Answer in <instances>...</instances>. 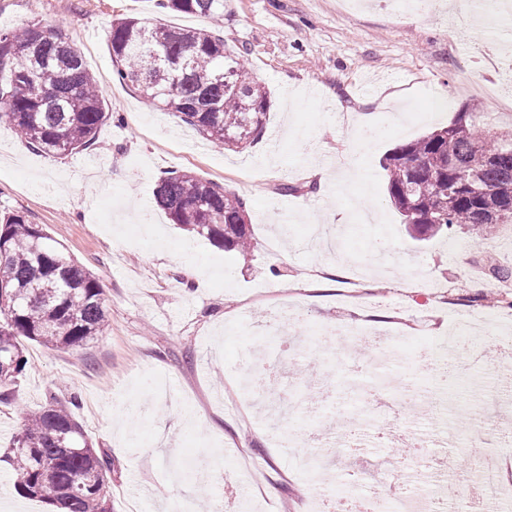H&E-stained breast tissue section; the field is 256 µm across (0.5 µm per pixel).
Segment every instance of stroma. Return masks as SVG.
<instances>
[{"label": "stroma", "instance_id": "1", "mask_svg": "<svg viewBox=\"0 0 512 512\" xmlns=\"http://www.w3.org/2000/svg\"><path fill=\"white\" fill-rule=\"evenodd\" d=\"M469 0H424L399 11L390 0L344 10L341 0H224V17L158 8L157 0H0V29L37 24L61 32L87 67L106 76L114 120L93 146L62 157L28 147L0 122V213L41 225L78 264L99 278L108 329L78 350L27 343L28 367L11 402L0 403V453L24 415L50 398L77 397L73 409L94 448L112 462L110 512H309L314 494L342 489L364 467L368 484L395 468L420 471L402 441L431 429L424 382L447 395L452 449H437L448 474L504 462L496 434L471 447L477 420L511 430L492 394L502 373L500 336H512V280L488 276V260L512 266V224L480 239L466 227L420 243L390 203L384 155L449 125L460 112H491L492 100L463 83L503 84L512 75V32L472 29ZM211 28L239 52L267 90L262 140L230 150L112 79L113 21ZM339 96L350 108L330 107ZM378 131L370 145L349 136L352 121ZM328 173L320 183L315 168ZM181 169L244 198L252 245L227 250L173 224L154 197L158 179ZM294 186L285 195L281 185ZM208 277L189 284L185 264ZM297 304L310 347L292 357L271 388L288 407L284 430L308 441L305 455L329 457L313 472L293 464L253 401L228 414L237 379L263 346L252 336L273 307ZM478 311L494 320L478 368L426 365L422 336L452 334ZM372 328L386 351L368 354L362 337H344L325 360V328ZM375 389L391 443L348 441L362 389ZM199 461L207 481L183 471Z\"/></svg>", "mask_w": 512, "mask_h": 512}]
</instances>
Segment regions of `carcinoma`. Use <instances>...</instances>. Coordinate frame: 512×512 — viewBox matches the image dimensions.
<instances>
[{
  "mask_svg": "<svg viewBox=\"0 0 512 512\" xmlns=\"http://www.w3.org/2000/svg\"><path fill=\"white\" fill-rule=\"evenodd\" d=\"M175 12L224 16V0H162ZM110 53L118 80L150 103L224 147L251 145L270 109L265 87L243 57L213 30L149 27L135 18L112 23ZM0 121L31 147L58 157L83 150L111 118L99 85L105 78L56 32L32 25L0 29ZM387 193L411 236L427 241L458 224L478 237L512 224L499 190L512 186V133L491 136L475 112L397 145L386 156ZM157 205L173 223L226 250L251 239L246 205L189 171L160 178ZM99 279L69 258L48 233L19 213L0 215V402L28 359L20 339L78 349L105 333ZM3 461L14 486L67 512H109L110 463L92 447L66 405L27 416Z\"/></svg>",
  "mask_w": 512,
  "mask_h": 512,
  "instance_id": "carcinoma-1",
  "label": "carcinoma"
}]
</instances>
